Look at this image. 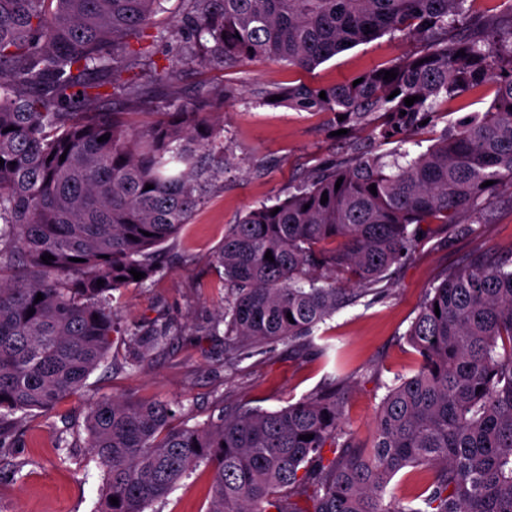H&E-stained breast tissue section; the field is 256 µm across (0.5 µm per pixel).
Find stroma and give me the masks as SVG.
Masks as SVG:
<instances>
[{
  "label": "stroma",
  "mask_w": 512,
  "mask_h": 512,
  "mask_svg": "<svg viewBox=\"0 0 512 512\" xmlns=\"http://www.w3.org/2000/svg\"><path fill=\"white\" fill-rule=\"evenodd\" d=\"M412 49L401 35L387 34L306 71L270 61L202 69L185 58L178 38L155 45L151 60L175 72L173 91L181 99L193 98L202 86L234 89V96L211 106L221 129L213 154L221 175L189 224L164 243L166 263L153 281L113 291L112 361L99 364L79 395L31 418L13 446L0 451V512H94L103 471L89 453L83 428L89 402L104 395L169 400L194 426L225 407L274 411L336 385L343 389L345 427L368 439L386 383L413 375L420 365L405 333L428 289L470 256L512 253V193H497L485 214L460 224L429 225L385 277L384 298H362L337 311L316 331L314 350L303 354L274 342L252 357L232 359L217 329L225 288L215 255L231 224L295 193L304 177L326 163L349 160L350 143L362 135L353 128L337 135L327 114L262 101V91L288 83L331 86L391 65ZM492 98L487 87L448 103L439 119L419 130L418 140L430 144L445 127L485 111ZM156 324L171 326L168 348L136 370L118 368L127 332ZM69 429L76 437L68 448L61 438ZM210 483V468L198 467L157 503L158 512H207Z\"/></svg>",
  "instance_id": "obj_1"
}]
</instances>
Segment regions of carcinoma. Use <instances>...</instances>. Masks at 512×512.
Segmentation results:
<instances>
[{
    "mask_svg": "<svg viewBox=\"0 0 512 512\" xmlns=\"http://www.w3.org/2000/svg\"><path fill=\"white\" fill-rule=\"evenodd\" d=\"M164 2L0 0V448L26 419L78 394L108 358L111 292L159 273L161 245L216 180L219 131L207 109L233 90L211 88L137 119L139 87L114 75L142 65L147 40L177 33L205 69L278 61L311 70L386 33L421 43L356 86L265 92L343 115L339 125L369 137L349 160L225 232L224 336L238 357L279 341L310 350L319 324L349 302L343 279L357 297H379L376 285L423 225L479 215L497 190H512V17L494 25L469 0H183L168 30L156 20ZM150 79L165 94L176 75L155 67ZM489 82L488 109L443 129L426 150L372 148L415 142L422 121ZM117 94L131 111L112 109ZM410 96L420 100L407 106ZM133 268L145 277L134 280ZM170 336L166 326L132 333L122 366H140ZM406 339L422 364L384 385L368 444L341 427L334 387L193 427L173 424L166 400L93 401L84 429L104 473L97 512H147L202 464L212 471L207 512H512V257L451 271L428 291ZM403 472L426 482L387 497Z\"/></svg>",
    "mask_w": 512,
    "mask_h": 512,
    "instance_id": "obj_1",
    "label": "carcinoma"
}]
</instances>
